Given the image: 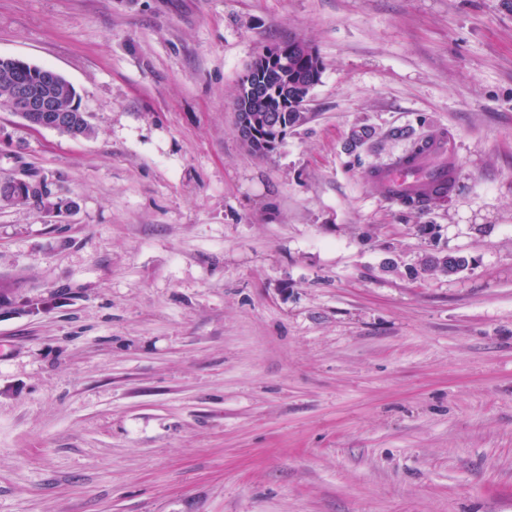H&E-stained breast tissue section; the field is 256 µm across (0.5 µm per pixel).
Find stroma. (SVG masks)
Returning a JSON list of instances; mask_svg holds the SVG:
<instances>
[{
    "label": "stroma",
    "mask_w": 512,
    "mask_h": 512,
    "mask_svg": "<svg viewBox=\"0 0 512 512\" xmlns=\"http://www.w3.org/2000/svg\"><path fill=\"white\" fill-rule=\"evenodd\" d=\"M288 39L323 72L259 158ZM0 57L94 128L0 111V178L75 204L0 202V512H512V0H0ZM423 135L457 185L409 210L370 173ZM292 42L293 41H288L274 44L276 45L275 48H279L282 51L289 49L288 62L279 57L276 52L264 50L253 60L242 78L244 95L247 97V100H260V105H255L251 109L246 107L245 111L235 110L237 130L240 139L247 148L255 151L258 155H261L264 151L260 147L261 145L258 141L260 137L257 130L261 128L274 130L282 123L280 112H282L283 117L284 114L287 115L286 125L284 120L283 136L278 142L274 140L269 150L270 154L276 152L286 138L288 130L300 125L304 121L303 118L305 117V109L310 92L321 77L322 65L319 61H315L313 56L312 67L311 65L309 66L311 59L308 57V47L318 57L317 53L309 45L306 44L307 47L305 43L299 39L295 40L293 49L303 55L296 54L293 51L290 52ZM304 56L308 57V59H305ZM286 67H288V74L283 76V69ZM310 67V73L306 74ZM279 75L283 77L279 78ZM287 76L288 80L286 79ZM275 77H278L276 85L279 88L278 96L283 97V108L284 110L288 109V112L283 111L281 98L279 99L280 106L275 107L271 105L270 95L273 89L274 95H276L275 91H277L276 86L272 87L273 83L271 81ZM299 81L302 82L299 84V92L297 94ZM298 95L303 100L302 106L297 111L300 112V119L302 121L296 125L295 123L298 121L297 112L292 111L294 105L296 106L298 104L296 101ZM468 265L467 258L456 255L434 256L423 264L424 272H435L443 275H456Z\"/></svg>",
    "instance_id": "stroma-1"
}]
</instances>
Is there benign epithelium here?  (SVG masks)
Returning a JSON list of instances; mask_svg holds the SVG:
<instances>
[{
  "label": "benign epithelium",
  "instance_id": "7a95c632",
  "mask_svg": "<svg viewBox=\"0 0 512 512\" xmlns=\"http://www.w3.org/2000/svg\"><path fill=\"white\" fill-rule=\"evenodd\" d=\"M13 66L21 72L40 75V88L35 90L26 81H21L13 88L9 108L20 115H26V121L34 128L57 129L69 127L70 106L59 95V89L66 86L61 74L47 68L34 67L25 60L11 59ZM288 62L277 53L269 50L258 55L242 78L244 95L248 100L260 101V104L243 111H235L236 125L240 139L251 150L262 154L257 130L264 128L274 130L282 123V107L271 105L273 92L272 79L284 75L283 69ZM322 65L312 61L310 73L299 84L298 95L303 102H308L310 92L319 82Z\"/></svg>",
  "mask_w": 512,
  "mask_h": 512
}]
</instances>
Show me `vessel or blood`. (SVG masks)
<instances>
[{"mask_svg": "<svg viewBox=\"0 0 512 512\" xmlns=\"http://www.w3.org/2000/svg\"><path fill=\"white\" fill-rule=\"evenodd\" d=\"M456 145L444 138L436 139L428 154L410 164L378 171L376 179L397 193L413 192L420 187L445 180L448 161L454 160Z\"/></svg>", "mask_w": 512, "mask_h": 512, "instance_id": "vessel-or-blood-1", "label": "vessel or blood"}]
</instances>
